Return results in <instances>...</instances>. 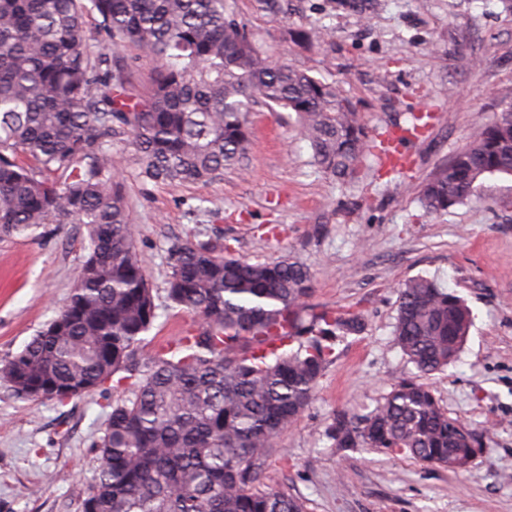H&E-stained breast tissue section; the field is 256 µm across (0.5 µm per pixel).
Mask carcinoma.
<instances>
[{"mask_svg": "<svg viewBox=\"0 0 512 512\" xmlns=\"http://www.w3.org/2000/svg\"><path fill=\"white\" fill-rule=\"evenodd\" d=\"M90 14L108 47L155 61L144 99L131 102L125 69L86 34ZM257 104L294 113L314 164L340 180L371 153L336 83L273 64L227 0H0V234L82 224L88 238L67 301L0 379L32 401L31 384L53 382L59 404L107 383L127 392L94 443L78 512H305L261 488L263 467L359 316L315 310L301 261L250 263L220 237L186 240L169 254L165 292L200 323L143 357L155 296L112 159V138L127 133L141 178L215 180L246 154ZM495 175L512 177L511 104L425 180L420 203L446 214ZM471 325L465 301L436 281L400 288L394 336L418 373L453 363ZM329 432L338 448L470 464L471 433L414 379L366 415L336 413Z\"/></svg>", "mask_w": 512, "mask_h": 512, "instance_id": "cac0c4a2", "label": "carcinoma"}]
</instances>
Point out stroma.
Segmentation results:
<instances>
[{
    "label": "stroma",
    "mask_w": 512,
    "mask_h": 512,
    "mask_svg": "<svg viewBox=\"0 0 512 512\" xmlns=\"http://www.w3.org/2000/svg\"><path fill=\"white\" fill-rule=\"evenodd\" d=\"M272 61L337 83L369 137L401 138L404 169L362 165L343 185L318 170L287 113L255 106L240 167L207 183L142 180L129 134L112 141L157 317L141 344L152 356L190 328L165 293L176 243L223 235L243 260L296 256L311 270L310 303L349 310L360 332L341 338L308 407L282 433L264 483L307 512H512V179L488 177L452 213H426L423 182L512 104V9L503 0H229ZM132 96L154 63L116 53ZM80 224L0 235V365L65 303L87 248ZM422 276L472 311L455 362L424 376L439 406L480 451L460 473L370 448H340L337 411H372L418 375L395 336L399 290ZM123 389L60 406L19 398L0 380V512H77L98 461L92 450ZM41 487L35 498L25 485Z\"/></svg>",
    "instance_id": "35a3bbf8"
}]
</instances>
